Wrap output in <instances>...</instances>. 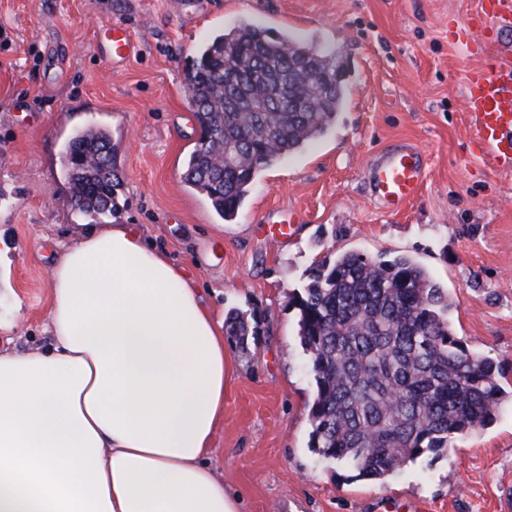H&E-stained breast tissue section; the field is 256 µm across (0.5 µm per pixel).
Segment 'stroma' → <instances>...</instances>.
<instances>
[{
    "instance_id": "1",
    "label": "stroma",
    "mask_w": 512,
    "mask_h": 512,
    "mask_svg": "<svg viewBox=\"0 0 512 512\" xmlns=\"http://www.w3.org/2000/svg\"><path fill=\"white\" fill-rule=\"evenodd\" d=\"M0 0V347L48 345V254L95 222L75 211L64 167L77 130L107 129L122 177L108 223L136 226L181 266L212 316L256 318L248 348H224V419L211 461L244 512H498L512 487V403L443 456L385 482L348 480L309 446L315 393L298 336L296 293L325 255L409 256L447 288L451 321L512 387V172L474 144L469 70L512 47L479 22V0ZM241 20L333 52L346 102L326 134L259 173L231 223L183 181L199 130L185 96L197 47ZM122 22L137 56L108 66L102 25ZM416 143L420 195L396 215L370 197L366 168ZM278 222L290 236L271 235Z\"/></svg>"
}]
</instances>
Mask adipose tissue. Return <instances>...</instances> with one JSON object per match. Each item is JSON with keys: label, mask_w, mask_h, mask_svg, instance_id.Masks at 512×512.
<instances>
[{"label": "adipose tissue", "mask_w": 512, "mask_h": 512, "mask_svg": "<svg viewBox=\"0 0 512 512\" xmlns=\"http://www.w3.org/2000/svg\"><path fill=\"white\" fill-rule=\"evenodd\" d=\"M48 348L0 351V512H243L208 459L221 322L115 224L56 253Z\"/></svg>", "instance_id": "obj_1"}]
</instances>
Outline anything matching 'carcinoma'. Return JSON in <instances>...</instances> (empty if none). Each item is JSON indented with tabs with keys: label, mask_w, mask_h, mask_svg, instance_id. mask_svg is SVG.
<instances>
[{
	"label": "carcinoma",
	"mask_w": 512,
	"mask_h": 512,
	"mask_svg": "<svg viewBox=\"0 0 512 512\" xmlns=\"http://www.w3.org/2000/svg\"><path fill=\"white\" fill-rule=\"evenodd\" d=\"M333 55L291 35L241 23L198 49L185 94L199 129L185 183L226 222L236 220L256 177L324 135L344 104ZM243 82L251 112L224 77ZM110 134L90 127L65 151L70 201L101 219L122 187ZM298 335L316 393L311 447L352 477L383 481L426 453L490 425L512 390L493 360L469 351L448 320L451 303L412 258L347 251L312 268L297 295ZM226 335L247 344L246 313L228 312Z\"/></svg>",
	"instance_id": "carcinoma-1"
}]
</instances>
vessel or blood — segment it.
Listing matches in <instances>:
<instances>
[{
	"mask_svg": "<svg viewBox=\"0 0 512 512\" xmlns=\"http://www.w3.org/2000/svg\"><path fill=\"white\" fill-rule=\"evenodd\" d=\"M482 24L512 28V0H481ZM109 43L104 59L118 65L134 55L135 38L125 25L113 22L103 29ZM464 103L473 123L479 154L499 170L512 171V55L494 54L472 69L464 85ZM425 179L422 152L407 142L381 152L368 169L374 201L383 211L398 213L420 192Z\"/></svg>",
	"mask_w": 512,
	"mask_h": 512,
	"instance_id": "obj_1",
	"label": "vessel or blood"
}]
</instances>
